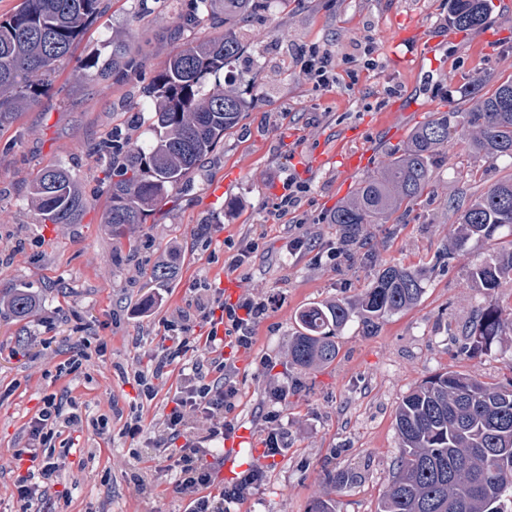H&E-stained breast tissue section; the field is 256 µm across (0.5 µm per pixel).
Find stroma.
<instances>
[{"instance_id":"1","label":"stroma","mask_w":512,"mask_h":512,"mask_svg":"<svg viewBox=\"0 0 512 512\" xmlns=\"http://www.w3.org/2000/svg\"><path fill=\"white\" fill-rule=\"evenodd\" d=\"M492 3L485 26L495 38L480 56L469 51V32L455 30V39L424 61L430 77L414 82L391 59L387 37L410 23L438 34L453 30L448 0H264L255 20L238 31L251 52L230 67L256 75L248 110L225 133L223 146L119 243L103 222L107 184L89 149L116 133L146 143L143 116L150 101L144 91L155 72L180 40L203 41L215 32L191 30L175 39L179 12L173 7L133 30L140 0H112L36 106L0 131V297L23 286L40 299L27 319L0 312V512L17 508L12 451L24 444L25 424L44 396L65 389L80 411L111 417L107 437L89 426L64 434L71 446L61 475L71 499L65 512H178L169 476L157 475L158 487L149 494L132 481L138 444L123 426L131 405L140 402L134 373L149 368L161 344V320L185 308L192 280L220 281L228 242L244 235L261 236L264 245L235 271L240 290L276 299L256 327L253 346L231 356L240 390L237 430L249 442L233 468L219 467L217 479L264 468L266 479L247 502L248 512H309L327 487L329 470L355 474L337 496V512H376L400 455L394 417L405 395L449 369L494 382L512 378V344L478 354L461 349L487 301L470 270L490 254L492 241L474 237L462 250L446 251L459 214L490 185L512 178L511 160L477 154L457 139L435 160L420 197L366 225L362 248L344 246L331 222L360 180L404 148L413 128L434 113L462 108L473 86L490 92L512 79V0ZM127 33L141 49L140 70L119 85L86 82L83 63L107 57L108 40ZM369 46L382 61L373 72L362 68ZM313 47L332 52V89H316L301 70L303 53ZM395 106L402 111L396 130L377 126V113ZM354 129L373 146V157L344 181L331 151L336 138ZM321 152L329 159L319 167ZM288 160L311 186L300 226L270 214ZM48 166L69 169L82 188L88 205L79 223H41L29 206L27 187ZM218 183L224 186L219 195L213 190ZM299 232L313 241L314 252L288 254L286 242ZM173 244L175 275L152 279ZM331 247L341 251L336 262L315 260V251ZM394 264L422 274L424 293L414 307L387 317L373 336L349 323L336 338L331 364L313 370L289 364L286 347L299 311L354 296ZM83 337L106 343L105 355L57 378V364ZM269 385L285 390L286 406L269 400ZM170 386L160 382L157 397L140 402L146 419L161 418ZM274 409L288 427V446L268 457L264 416Z\"/></svg>"}]
</instances>
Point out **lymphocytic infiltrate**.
I'll list each match as a JSON object with an SVG mask.
<instances>
[{
  "label": "lymphocytic infiltrate",
  "mask_w": 512,
  "mask_h": 512,
  "mask_svg": "<svg viewBox=\"0 0 512 512\" xmlns=\"http://www.w3.org/2000/svg\"><path fill=\"white\" fill-rule=\"evenodd\" d=\"M192 298L185 309L163 318V337L172 349L153 355L152 375L159 378L171 365H178V382L168 401L171 408L164 414L160 430L146 427L142 415H135L125 426L131 439L143 442L145 458L164 463L174 475V488L185 512H236L261 485L264 472L254 467L237 482L215 490L216 464L214 450L232 434L230 419L236 407L238 389L224 358V338L232 336L236 346L250 348L254 338L253 324L263 319L271 299L242 296L237 303L224 305L209 285L194 284ZM208 327V347H199L196 326ZM188 354L187 363L175 362L176 354ZM83 419L74 411H66L61 397L50 394L42 408L26 425L27 441L17 449L16 458L28 461L25 472L17 473L14 491L19 512H33L35 506L51 497L65 467L64 457L55 456L53 440L63 429L80 430Z\"/></svg>",
  "instance_id": "lymphocytic-infiltrate-1"
}]
</instances>
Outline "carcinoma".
<instances>
[{
  "label": "carcinoma",
  "instance_id": "carcinoma-1",
  "mask_svg": "<svg viewBox=\"0 0 512 512\" xmlns=\"http://www.w3.org/2000/svg\"><path fill=\"white\" fill-rule=\"evenodd\" d=\"M110 0H20L0 18V128L29 111L70 59L74 47L105 13ZM258 0H192L180 17L187 24L224 28L212 40L191 43L170 54L147 90L152 138L146 145L103 143L93 147L109 158V185L103 223L120 239L133 224H144L170 192L193 173L198 162L224 143V132L248 107L245 87L221 79L224 69L247 54L236 27L255 15ZM486 0H456L452 22L466 29L483 25ZM139 66V54L125 36L114 37L106 60L89 62L91 82L119 80ZM473 133L469 147L491 159H512V81L492 92L474 87L469 106L436 112L414 128L403 153L383 162L362 180L356 193L331 218L348 246L357 244L364 225L377 224L404 202L419 196L432 177L431 161L448 150L459 130ZM29 204L43 221L75 224L87 205L72 173L60 166L41 170L29 183ZM512 228V178L496 182L460 215L450 238L455 250L472 237L492 240ZM512 277V251L494 252L471 270V280L493 294ZM423 293L417 272L398 265L380 270L359 294L302 310L298 329L288 337V361L314 368L336 360V336L356 321L373 336L389 316L417 304ZM17 318L31 315L34 297L22 288L8 296ZM468 349L488 352L512 340V315L490 301L470 329ZM400 457L376 512H508L512 504V379L485 381L448 370L423 381L395 413ZM354 474L329 476L328 494L310 512H336V500Z\"/></svg>",
  "mask_w": 512,
  "mask_h": 512
}]
</instances>
